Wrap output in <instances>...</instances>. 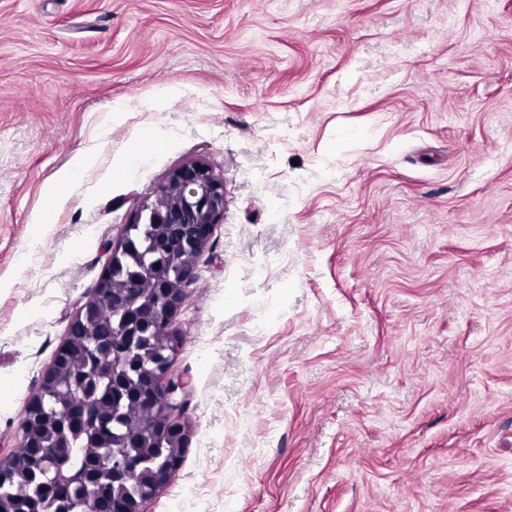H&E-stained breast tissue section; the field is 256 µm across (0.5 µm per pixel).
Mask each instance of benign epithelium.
<instances>
[{
	"mask_svg": "<svg viewBox=\"0 0 512 512\" xmlns=\"http://www.w3.org/2000/svg\"><path fill=\"white\" fill-rule=\"evenodd\" d=\"M224 219V183L202 162L193 161L174 170L167 182L152 193L132 221L124 226L120 240L112 248L107 268L96 288L73 317L65 342L57 349L50 366L43 372L39 390L25 408L18 448L25 461H36L43 473L44 485L62 507L69 510L74 479L62 475L55 459L64 448H42L36 444L41 421L54 416L45 408L48 394L58 388L66 374L83 372L82 362L71 358L73 337L81 336L83 362L97 369L112 371V408L92 400L76 399L60 415L66 425L78 419L92 424L106 435L110 428L123 425L115 408L125 399L165 422V439L175 451L168 468L156 473L151 483L142 486L138 499L129 508L117 504L110 512H144V505L169 484L180 469L181 454L188 440L183 419L188 383L172 373V364L182 337L172 329V320L187 302V288L196 277V260L208 247L217 224ZM118 323L112 327L114 338L105 342L93 337L88 322L106 307ZM160 336L153 360L142 365L138 375L143 387L136 390L131 376L117 361L132 352L141 337ZM134 464L124 457H112V490L96 480L81 476L89 497L112 495L125 487Z\"/></svg>",
	"mask_w": 512,
	"mask_h": 512,
	"instance_id": "7a95c632",
	"label": "benign epithelium"
}]
</instances>
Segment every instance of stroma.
<instances>
[{"label":"stroma","mask_w":512,"mask_h":512,"mask_svg":"<svg viewBox=\"0 0 512 512\" xmlns=\"http://www.w3.org/2000/svg\"><path fill=\"white\" fill-rule=\"evenodd\" d=\"M191 161L224 221L145 512H512V0H0V455Z\"/></svg>","instance_id":"stroma-1"}]
</instances>
